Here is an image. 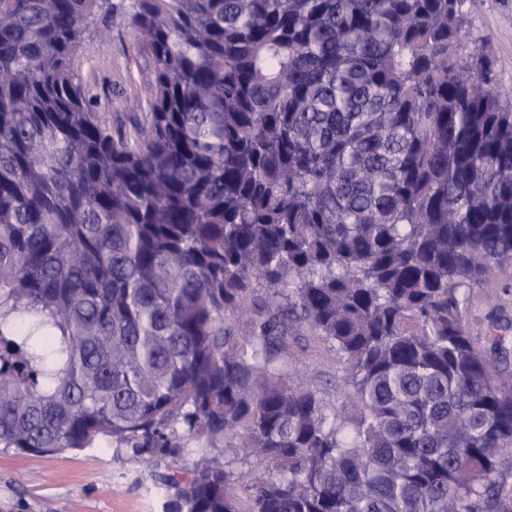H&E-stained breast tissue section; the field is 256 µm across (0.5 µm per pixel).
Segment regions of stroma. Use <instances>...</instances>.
<instances>
[{"label":"stroma","mask_w":512,"mask_h":512,"mask_svg":"<svg viewBox=\"0 0 512 512\" xmlns=\"http://www.w3.org/2000/svg\"><path fill=\"white\" fill-rule=\"evenodd\" d=\"M469 12L473 40L491 44L496 78L501 87H512V0H470ZM83 39L76 63L82 83L113 128H129L126 101L146 98L151 70L126 16H115L109 35L91 30ZM466 325L484 350L489 337H512V280L472 289ZM295 353L298 381L335 399L341 375L335 353L311 335ZM166 502L154 463L109 438L54 456L0 447V512H166Z\"/></svg>","instance_id":"1"}]
</instances>
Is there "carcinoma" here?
I'll use <instances>...</instances> for the list:
<instances>
[{"label":"carcinoma","mask_w":512,"mask_h":512,"mask_svg":"<svg viewBox=\"0 0 512 512\" xmlns=\"http://www.w3.org/2000/svg\"><path fill=\"white\" fill-rule=\"evenodd\" d=\"M468 0H0V445L113 438L168 512H512V379L467 294L512 267V94ZM307 330L341 399L294 381ZM229 441L187 479L180 439ZM84 48L76 67L84 86L98 101L99 112L114 129L130 128L131 110L126 99L147 96L151 79L150 66L137 51L136 40L124 14L112 20L111 32L106 37L94 30L83 34Z\"/></svg>","instance_id":"carcinoma-1"}]
</instances>
